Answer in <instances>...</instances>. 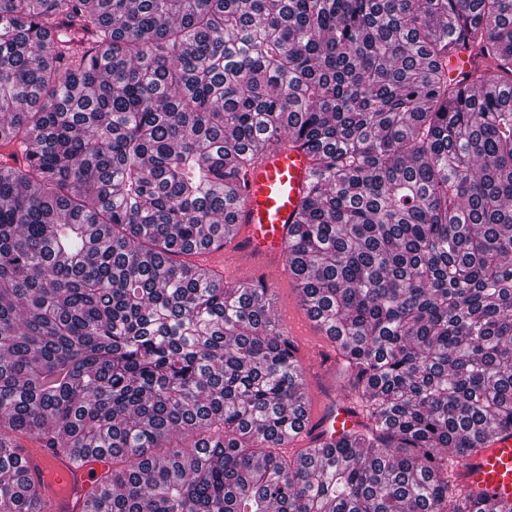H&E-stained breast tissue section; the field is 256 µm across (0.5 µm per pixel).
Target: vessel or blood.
I'll use <instances>...</instances> for the list:
<instances>
[{
    "label": "vessel or blood",
    "mask_w": 512,
    "mask_h": 512,
    "mask_svg": "<svg viewBox=\"0 0 512 512\" xmlns=\"http://www.w3.org/2000/svg\"><path fill=\"white\" fill-rule=\"evenodd\" d=\"M308 179V159L298 150L281 147L261 158L245 177L244 204L236 222L225 225L223 246L200 252L197 262L230 280L238 272L235 256L254 255L274 263V276L289 278L283 255ZM313 323L307 313H300L285 321L284 334L300 354L315 362L324 349L303 332L304 327ZM358 421L353 406L342 400L327 411L310 413L306 425L334 439L354 429ZM18 456L29 474L41 477L46 512H80L111 465L109 456L89 455L83 465L74 466L68 458L53 454L34 438L24 442ZM457 472L467 489L486 493L497 501H512V430L496 435L480 453L464 457Z\"/></svg>",
    "instance_id": "vessel-or-blood-1"
}]
</instances>
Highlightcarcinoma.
Returning <instances> with one entry per match:
<instances>
[{"mask_svg":"<svg viewBox=\"0 0 512 512\" xmlns=\"http://www.w3.org/2000/svg\"><path fill=\"white\" fill-rule=\"evenodd\" d=\"M279 143L362 418L294 459L275 298L185 260ZM0 149V512L27 437L109 453L85 512H512L448 467L512 429V0H0Z\"/></svg>","mask_w":512,"mask_h":512,"instance_id":"1","label":"carcinoma"}]
</instances>
